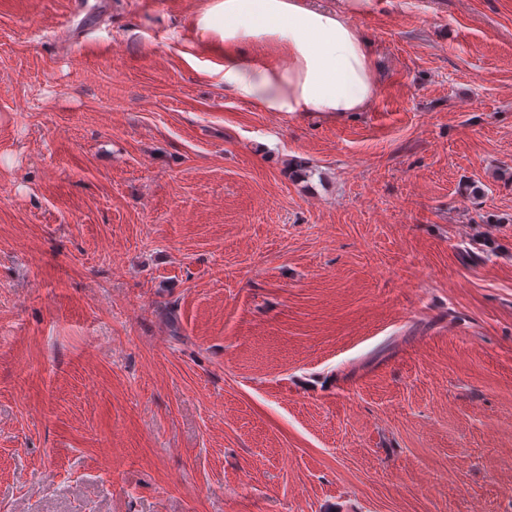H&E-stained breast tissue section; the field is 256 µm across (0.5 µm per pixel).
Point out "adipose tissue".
<instances>
[{
	"mask_svg": "<svg viewBox=\"0 0 512 512\" xmlns=\"http://www.w3.org/2000/svg\"><path fill=\"white\" fill-rule=\"evenodd\" d=\"M377 0H210L196 14L200 41L224 46L226 90L269 112L343 116L366 109L379 85L368 38L356 23Z\"/></svg>",
	"mask_w": 512,
	"mask_h": 512,
	"instance_id": "obj_1",
	"label": "adipose tissue"
}]
</instances>
